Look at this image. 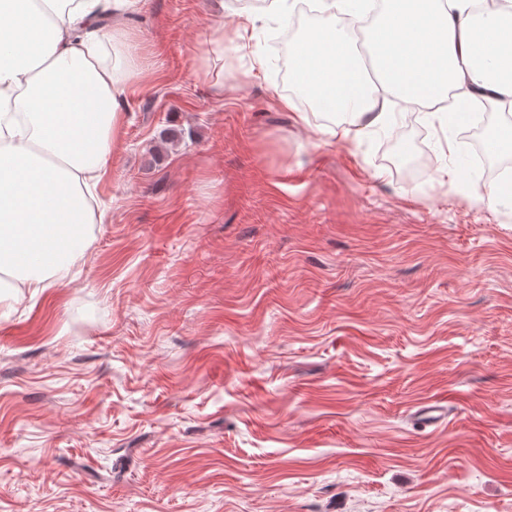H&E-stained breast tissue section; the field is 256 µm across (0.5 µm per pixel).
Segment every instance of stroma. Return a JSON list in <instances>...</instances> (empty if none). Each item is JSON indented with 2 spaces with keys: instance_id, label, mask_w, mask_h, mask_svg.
I'll list each match as a JSON object with an SVG mask.
<instances>
[{
  "instance_id": "1",
  "label": "stroma",
  "mask_w": 512,
  "mask_h": 512,
  "mask_svg": "<svg viewBox=\"0 0 512 512\" xmlns=\"http://www.w3.org/2000/svg\"><path fill=\"white\" fill-rule=\"evenodd\" d=\"M240 8L121 21L89 246L0 302V512H512V197L473 202L465 122L397 139L457 138L427 170L373 132L315 146L280 103L282 16L254 6L239 50Z\"/></svg>"
}]
</instances>
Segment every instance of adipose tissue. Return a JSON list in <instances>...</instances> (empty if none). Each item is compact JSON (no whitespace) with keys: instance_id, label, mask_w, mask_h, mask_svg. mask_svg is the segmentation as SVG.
Listing matches in <instances>:
<instances>
[{"instance_id":"1","label":"adipose tissue","mask_w":512,"mask_h":512,"mask_svg":"<svg viewBox=\"0 0 512 512\" xmlns=\"http://www.w3.org/2000/svg\"><path fill=\"white\" fill-rule=\"evenodd\" d=\"M377 18L366 54L342 14ZM140 0H0V289L55 287L89 244L95 188L113 151L134 69L121 18ZM475 0H312L319 13L293 45L292 77L313 110L298 122L327 144L384 127L394 104L433 110L441 125L471 106L512 112V4ZM342 122L317 123L320 115Z\"/></svg>"}]
</instances>
